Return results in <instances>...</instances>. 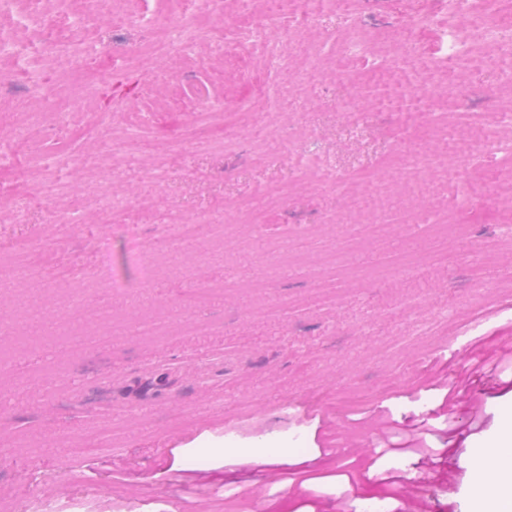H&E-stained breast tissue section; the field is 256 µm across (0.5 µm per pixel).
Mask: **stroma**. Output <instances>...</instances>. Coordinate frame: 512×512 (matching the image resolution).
Segmentation results:
<instances>
[{
	"label": "stroma",
	"instance_id": "35a3bbf8",
	"mask_svg": "<svg viewBox=\"0 0 512 512\" xmlns=\"http://www.w3.org/2000/svg\"><path fill=\"white\" fill-rule=\"evenodd\" d=\"M170 8L141 0L144 24L87 21L75 39L88 53L75 64L66 48L41 52L69 0L46 10L12 0L0 12V30L27 49L19 62L0 56V150L11 155L0 198L27 204L21 216L0 208V247L30 240L47 256L36 273L0 282V317L19 329L0 335V512H22L44 491L66 512H333L342 494L360 504L390 495L376 472L417 469L412 456L359 455L352 438L413 439L424 416L439 450L432 512H467L458 458L512 411V373L497 371L512 355V244L500 236L512 160L469 149L512 139L499 119L512 103V55L459 59L428 29L407 56L410 19L447 24V0H360L353 11L310 0L267 24L262 41L241 35L235 66L215 45L238 12L199 15L195 48L181 57L159 48ZM361 29L391 31L392 52L340 63L337 40ZM294 36L313 46L316 69L299 54L268 64L266 46ZM282 83L291 96L280 109L269 98ZM90 84L92 110L71 132L52 106L79 107ZM24 112L39 119L20 142L10 116ZM129 113L143 124L125 125ZM430 113L445 116L438 131ZM270 138L284 149L268 152ZM399 150L435 165L405 174L386 162ZM326 163L343 186L322 182ZM303 178L266 223H240L237 202L262 206L269 187ZM102 191L128 198L119 223L99 222ZM444 212L456 217L447 238L429 235L427 221ZM197 218L212 230L193 247L167 231ZM104 237L116 262L133 245L154 255V280L121 295L90 281ZM279 246L306 265L282 267ZM238 278L254 288L195 306L196 289ZM104 307L126 321L123 334L95 346L78 334L27 339L33 313H70L79 332ZM153 315L200 330L137 334ZM449 383L459 400L447 414ZM474 399L479 433L449 432L464 428ZM239 448L282 453V482L263 483ZM200 453L206 464L188 466Z\"/></svg>",
	"mask_w": 512,
	"mask_h": 512
}]
</instances>
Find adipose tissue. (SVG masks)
<instances>
[{
    "label": "adipose tissue",
    "mask_w": 512,
    "mask_h": 512,
    "mask_svg": "<svg viewBox=\"0 0 512 512\" xmlns=\"http://www.w3.org/2000/svg\"><path fill=\"white\" fill-rule=\"evenodd\" d=\"M461 463L471 478L469 512H512V417H503L495 439L468 450Z\"/></svg>",
    "instance_id": "1"
}]
</instances>
